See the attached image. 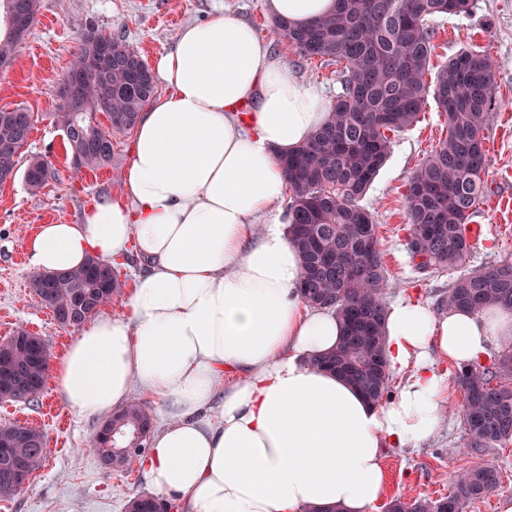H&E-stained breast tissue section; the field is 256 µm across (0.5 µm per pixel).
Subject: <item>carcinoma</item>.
Here are the masks:
<instances>
[{
	"label": "carcinoma",
	"instance_id": "cac0c4a2",
	"mask_svg": "<svg viewBox=\"0 0 512 512\" xmlns=\"http://www.w3.org/2000/svg\"><path fill=\"white\" fill-rule=\"evenodd\" d=\"M17 0H0V58L13 59L22 39L13 36L9 15ZM472 0H337L336 11L305 27L273 20L276 33L288 39L296 54L340 65L342 93L325 122L294 154L283 161L290 202L289 234L297 249L301 295L312 307L328 309L340 319L338 346L312 360L381 403L391 375L384 357L388 272L379 250L377 224L360 205L391 150L392 138L415 125L432 100L444 118L446 137L416 168L405 192L409 250L417 268L441 273L462 268L471 251L470 222L487 193L484 174L488 154L484 128L497 105L494 64L490 57L464 48L448 63L431 64L434 30L440 15L463 14ZM156 94L153 76L139 52L113 38L112 69L85 84L79 112H58L57 122L71 125L65 157L87 142L81 168L97 170L112 162V135L132 129ZM107 115L102 126L96 113ZM34 123L20 107L0 109V169L17 168L21 154L14 145L28 138ZM47 159L30 160L25 172L34 190L56 178ZM123 286L108 273L107 263L84 265L54 274L50 281L35 274L30 288L52 311L60 326H82L111 301ZM450 308L480 312L512 307V263L465 271L453 280L445 297ZM19 329L0 345L19 374V398L35 400L45 384L40 361ZM465 395L464 421L470 444L492 447L512 440V353L491 366L460 371ZM152 417L133 399L101 424L90 452L107 467L121 469L132 460L130 442L143 446ZM36 428L13 431L15 447L36 446ZM499 472L491 467L466 471L453 490L438 499L393 497L385 512H465L468 504L494 491ZM162 498L141 494L128 500L125 512H162Z\"/></svg>",
	"mask_w": 512,
	"mask_h": 512
}]
</instances>
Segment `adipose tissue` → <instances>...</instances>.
Here are the masks:
<instances>
[{"mask_svg":"<svg viewBox=\"0 0 512 512\" xmlns=\"http://www.w3.org/2000/svg\"><path fill=\"white\" fill-rule=\"evenodd\" d=\"M267 6L303 26L335 0ZM155 69L164 89L135 126L121 191L26 241L36 272L131 245L144 263L121 313L96 315L53 364L64 402L102 419L133 392L154 399L162 424L137 464L177 512H378L386 448L420 445L442 421L434 356L482 361L512 338V308L391 304L384 354L406 380L385 404L314 367L342 329L301 296L281 161L324 122L321 95L228 9L185 26Z\"/></svg>","mask_w":512,"mask_h":512,"instance_id":"obj_1","label":"adipose tissue"}]
</instances>
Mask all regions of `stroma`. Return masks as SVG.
I'll list each match as a JSON object with an SVG mask.
<instances>
[{"label":"stroma","instance_id":"1","mask_svg":"<svg viewBox=\"0 0 512 512\" xmlns=\"http://www.w3.org/2000/svg\"><path fill=\"white\" fill-rule=\"evenodd\" d=\"M226 7L247 20L290 72L315 87L326 104L335 102L342 92L336 64L320 59L299 62L274 33L265 0H41L36 23L10 66L0 70V108L31 112L34 128L25 153L48 157L59 176L39 190L30 189L20 173L0 183V341L22 326L40 336L56 359L75 341L77 330L59 326L32 291L25 242L40 225L77 223L86 205L102 194L120 191L124 181L132 138L128 132L113 137L112 162L100 174L73 173L65 162L64 132L55 117L61 104L58 88L81 32L92 26L121 37L151 64L173 48L185 25L207 21ZM433 26V65L445 64L466 47L484 51L496 65L500 105L484 131L488 193L472 218L482 225L483 234L473 240L466 266L512 262V0H473L469 13L438 16ZM445 134L442 115L436 105H428L417 124L394 137L388 161L361 201L378 226L389 277L387 303L422 305L438 316L447 311L442 300L457 273L428 275L415 267L407 249L405 190L413 171ZM440 367L451 380L447 412L424 444L386 449L385 495L437 499L449 494L460 472L493 466L501 473L497 489L474 500L466 512H500L501 501L512 500V441L471 447L463 417L464 394L455 382L459 368L448 360ZM12 421L28 422L42 431L47 459L23 491L0 500V512H124L127 499L145 493L137 464L114 470L88 453L100 422L66 405L55 379H47L37 401H0V424Z\"/></svg>","mask_w":512,"mask_h":512}]
</instances>
